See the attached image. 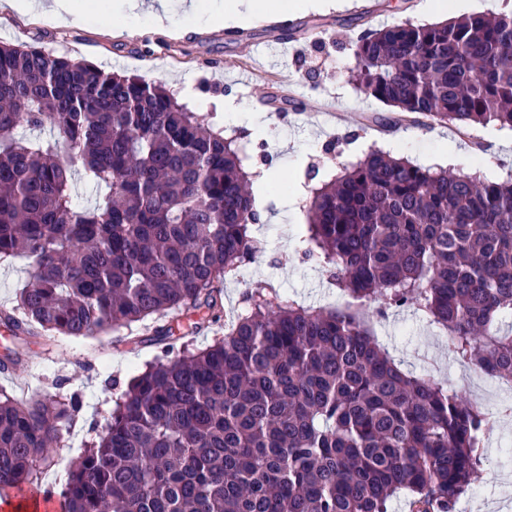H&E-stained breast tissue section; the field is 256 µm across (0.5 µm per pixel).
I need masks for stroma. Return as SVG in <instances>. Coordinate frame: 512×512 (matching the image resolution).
<instances>
[{
    "label": "stroma",
    "mask_w": 512,
    "mask_h": 512,
    "mask_svg": "<svg viewBox=\"0 0 512 512\" xmlns=\"http://www.w3.org/2000/svg\"><path fill=\"white\" fill-rule=\"evenodd\" d=\"M164 0L161 22L131 19L108 5L92 10L79 26H58L39 15L0 11V42L34 44L54 54L85 60L127 76L164 83L179 103L201 113L212 129L237 144L249 145L245 162L251 175L269 172L283 185L269 193V217L255 234L261 251L246 261L236 278L225 281L223 320L194 333L183 314L167 319L175 336L202 349L223 335L224 319L243 311L247 293L271 286L284 299L312 308L334 307L345 295L325 272L304 255L302 233L308 222L312 187L330 180L343 165L378 147L398 158L428 166L444 146L461 151L451 172H480L490 180L512 174V129L497 124L458 130L452 124L397 125L381 130L386 104L366 96L352 82L354 43L365 29L411 21L423 25L457 19L465 10L495 14L496 0H447L444 8L423 10V0H327L285 15V25L267 21L226 29L208 15L220 0ZM289 41L280 54L281 41ZM260 117L271 134L255 137L237 115ZM296 198L284 206L283 192ZM374 338L403 370L426 376L462 394L490 413L492 427L483 436L480 474L461 497L456 512H512V386L462 362L443 333L430 325L415 305L389 309L372 319ZM127 329L84 338L51 336L20 342L0 330V353L20 352L22 362L11 375L0 374V387L29 402L45 395L81 390L84 406L71 429L63 431L54 463L41 475L44 486L61 491L69 465L85 443L104 432L116 396L148 361L159 356L149 345H129Z\"/></svg>",
    "instance_id": "obj_1"
}]
</instances>
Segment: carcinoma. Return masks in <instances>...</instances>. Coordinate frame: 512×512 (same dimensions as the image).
<instances>
[{
	"label": "carcinoma",
	"instance_id": "carcinoma-1",
	"mask_svg": "<svg viewBox=\"0 0 512 512\" xmlns=\"http://www.w3.org/2000/svg\"><path fill=\"white\" fill-rule=\"evenodd\" d=\"M352 80L464 129L512 128V12L368 29ZM50 126L46 140L19 129ZM82 172L105 188L71 195ZM240 149L157 82L35 45L0 43V259L30 261L24 338L153 323L162 355L115 400L60 493L61 512H455L474 483L488 415L375 342L366 309L415 304L449 349L512 382V177L450 175L380 149L312 192L305 255L359 304L308 309L249 296L224 338L175 349L171 314L220 318V284L256 252ZM78 393L23 403L0 387V500L41 489ZM71 189L74 200L85 206L94 203L99 193L93 183L81 174H76L72 179Z\"/></svg>",
	"mask_w": 512,
	"mask_h": 512
}]
</instances>
